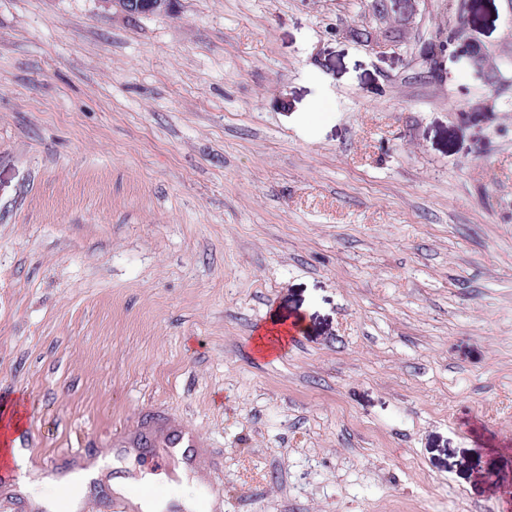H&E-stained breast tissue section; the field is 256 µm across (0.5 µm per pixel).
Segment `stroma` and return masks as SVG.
<instances>
[{"mask_svg": "<svg viewBox=\"0 0 512 512\" xmlns=\"http://www.w3.org/2000/svg\"><path fill=\"white\" fill-rule=\"evenodd\" d=\"M412 7L0 0V401L35 467L130 473L187 420L221 512H512V0ZM277 320L298 346L255 355Z\"/></svg>", "mask_w": 512, "mask_h": 512, "instance_id": "35a3bbf8", "label": "stroma"}]
</instances>
